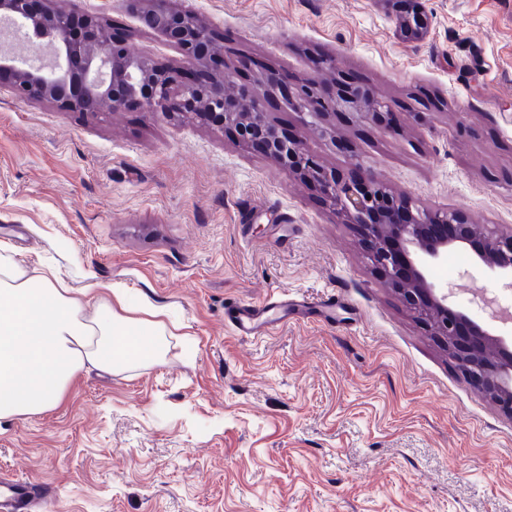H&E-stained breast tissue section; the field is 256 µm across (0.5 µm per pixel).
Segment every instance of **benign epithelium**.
Wrapping results in <instances>:
<instances>
[{
	"instance_id": "1",
	"label": "benign epithelium",
	"mask_w": 512,
	"mask_h": 512,
	"mask_svg": "<svg viewBox=\"0 0 512 512\" xmlns=\"http://www.w3.org/2000/svg\"><path fill=\"white\" fill-rule=\"evenodd\" d=\"M143 27L161 34L191 67L215 58L210 33L195 14L174 8L171 0H128ZM0 18L21 21L36 47L47 41L49 59L31 68L0 49V75L20 98L51 100L64 109L97 112L139 107L145 112L190 114L212 127H232L240 144L257 145L282 166L317 188L345 223L360 227L369 241L371 262L384 285L406 308L446 341L448 355L486 394L512 410V350L503 339L477 326L466 314L448 311V293L429 278V269L448 258V250L468 246L476 260L512 286V232L494 231L465 220L454 210L426 211L394 195L373 174L345 179L310 156L301 138L280 134L269 121L266 97L277 91L284 103L323 123L336 113L383 122L390 106L362 86L343 82L333 90L267 77L265 89L243 86L232 96L224 79H203L188 70L156 65L127 54L122 41L101 40L99 15L78 18L40 7V0H0ZM399 25L414 39L424 38L429 16L419 5L400 16ZM498 361L480 360L488 346Z\"/></svg>"
}]
</instances>
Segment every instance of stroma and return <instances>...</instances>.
Returning <instances> with one entry per match:
<instances>
[{
  "mask_svg": "<svg viewBox=\"0 0 512 512\" xmlns=\"http://www.w3.org/2000/svg\"><path fill=\"white\" fill-rule=\"evenodd\" d=\"M175 3L223 46L228 88L341 75L391 103L383 137L344 116L330 137L269 105L324 166L512 226V0H422L420 41L400 34L399 0ZM53 6L103 14L132 55L183 62L125 0ZM0 252L73 288L118 284L170 332L159 361L82 372L60 405L0 425V475L54 488L47 512H512V414L383 285L357 227L233 132L0 88ZM431 277L451 310L512 336L477 297H511L505 281L454 250ZM284 293L307 312L267 336L224 318Z\"/></svg>",
  "mask_w": 512,
  "mask_h": 512,
  "instance_id": "obj_1",
  "label": "stroma"
}]
</instances>
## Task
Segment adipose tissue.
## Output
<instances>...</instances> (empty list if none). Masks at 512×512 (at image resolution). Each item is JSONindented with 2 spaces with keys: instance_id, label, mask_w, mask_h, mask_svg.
<instances>
[{
  "instance_id": "1",
  "label": "adipose tissue",
  "mask_w": 512,
  "mask_h": 512,
  "mask_svg": "<svg viewBox=\"0 0 512 512\" xmlns=\"http://www.w3.org/2000/svg\"><path fill=\"white\" fill-rule=\"evenodd\" d=\"M158 314L119 286L76 292L0 255V423L59 404L85 367L112 372L161 357Z\"/></svg>"
}]
</instances>
